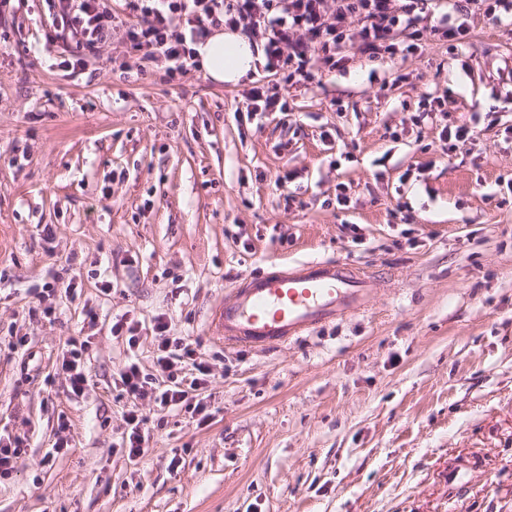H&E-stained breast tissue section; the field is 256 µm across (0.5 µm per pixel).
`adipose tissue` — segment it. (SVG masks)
I'll use <instances>...</instances> for the list:
<instances>
[{
	"instance_id": "ef3b65f1",
	"label": "adipose tissue",
	"mask_w": 512,
	"mask_h": 512,
	"mask_svg": "<svg viewBox=\"0 0 512 512\" xmlns=\"http://www.w3.org/2000/svg\"><path fill=\"white\" fill-rule=\"evenodd\" d=\"M196 58L213 82L232 85L247 81L264 62L263 51L253 39L241 31L221 27L197 45Z\"/></svg>"
}]
</instances>
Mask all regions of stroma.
I'll list each match as a JSON object with an SVG mask.
<instances>
[{"label":"stroma","instance_id":"35a3bbf8","mask_svg":"<svg viewBox=\"0 0 512 512\" xmlns=\"http://www.w3.org/2000/svg\"><path fill=\"white\" fill-rule=\"evenodd\" d=\"M463 19L457 47L398 29V62L340 46L321 81L231 86L121 28L69 65L45 0L0 5V434L24 440L0 512H512V29ZM255 86L279 110L253 114ZM304 261L372 274L363 313L276 348L212 339L241 278ZM159 317L210 367L188 392L206 423L122 389L131 361L160 378ZM478 132L476 126H470L468 124L457 125L453 129L445 125L442 129L440 136L441 151L445 155H450L459 146L466 145L467 143H473L477 139ZM88 343V341L72 338L69 342L72 348L62 354L61 367L67 372L70 387L76 395L80 394L88 383L87 374L81 364V356L88 349ZM145 419L139 417L136 413H130L128 415L127 424L131 425V431L128 436V440L126 441L125 448H128V457L129 458H139L144 452L146 446H144L145 440L141 435V425L144 423Z\"/></svg>","mask_w":512,"mask_h":512}]
</instances>
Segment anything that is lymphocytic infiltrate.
Masks as SVG:
<instances>
[{
  "label": "lymphocytic infiltrate",
  "instance_id": "obj_1",
  "mask_svg": "<svg viewBox=\"0 0 512 512\" xmlns=\"http://www.w3.org/2000/svg\"><path fill=\"white\" fill-rule=\"evenodd\" d=\"M136 24L127 36L146 57H164L173 73H185L192 47L224 26L261 37L265 67L286 72L288 79L313 81L318 70L336 69L338 44L347 43L364 55L396 57L400 48L390 40L395 27L409 29L413 40L424 32L418 24L427 0H126ZM59 18L50 39L71 46L74 57L96 54L111 37L115 18L108 0H47ZM156 365L167 379L159 390L161 405L188 402V387L207 381L209 368L180 338L167 336L159 321Z\"/></svg>",
  "mask_w": 512,
  "mask_h": 512
}]
</instances>
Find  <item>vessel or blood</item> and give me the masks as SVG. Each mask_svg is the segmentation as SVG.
I'll return each mask as SVG.
<instances>
[{"label": "vessel or blood", "instance_id": "b4317fda", "mask_svg": "<svg viewBox=\"0 0 512 512\" xmlns=\"http://www.w3.org/2000/svg\"><path fill=\"white\" fill-rule=\"evenodd\" d=\"M373 290L348 264L308 261L251 278L218 305L211 327L227 344L275 346L357 313Z\"/></svg>", "mask_w": 512, "mask_h": 512}]
</instances>
